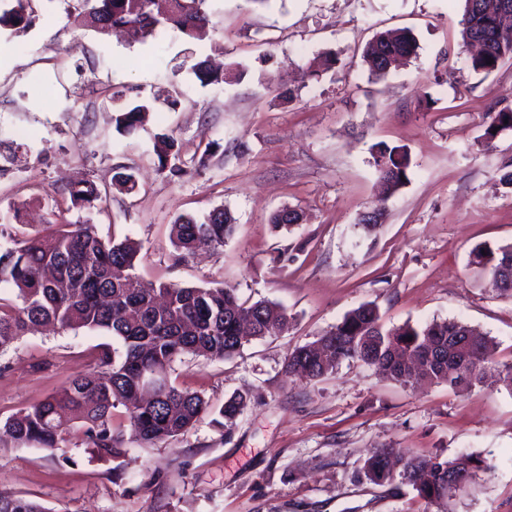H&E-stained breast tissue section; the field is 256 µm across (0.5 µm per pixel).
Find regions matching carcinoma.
Masks as SVG:
<instances>
[{
	"instance_id": "carcinoma-1",
	"label": "carcinoma",
	"mask_w": 512,
	"mask_h": 512,
	"mask_svg": "<svg viewBox=\"0 0 512 512\" xmlns=\"http://www.w3.org/2000/svg\"><path fill=\"white\" fill-rule=\"evenodd\" d=\"M0 9V28L16 34L35 22L31 0H11ZM82 10L74 15L78 28L106 32L129 28L142 38H157L175 29L192 40H201L210 24L207 0H80ZM503 0H464L460 37L467 45L480 40L483 52L469 58L476 74L489 75L506 59H512V10L502 9ZM414 35L404 29L376 34L364 50L371 73L386 77L399 62L415 53ZM336 64L327 55L307 64L303 79L311 80ZM191 70L204 86L221 84L226 76L243 75L236 63L222 70L208 61L194 59ZM154 111L143 101L132 108H119L116 129L133 135ZM512 129V108L489 114L484 139L491 143L499 132ZM157 166L172 177H180V147L169 133L155 135ZM374 163L385 197L369 207L374 223L358 218L357 226L371 233L382 224L387 198L409 182L411 160L400 146L376 145ZM113 187L121 194L137 188L133 172H119ZM71 203L91 208L102 200L100 190L90 180L66 188ZM16 224L0 225V237L12 247L0 253V286L11 287L19 303L0 302V349L26 335L30 328L47 323L65 329L103 330L122 343V351L105 345L98 354L97 369L72 377L59 391L23 408L0 421V430L20 444L36 443L48 452L61 449L74 428H79L86 446L100 456L114 457L124 447V430L114 426L113 409H125L126 420L145 445L176 437L208 411V402L195 391L179 388L168 368L184 355L205 359H230L252 339L275 335L288 326V314L275 303L243 301L235 289L190 287L178 283L158 285L142 280L135 273L140 243L128 236L101 237L88 221L48 224L30 234L22 230L20 209ZM303 221V214L286 207L275 212L271 222L276 229ZM236 219L230 211L217 207L204 222L179 215L172 225L173 246L182 259L202 245L222 246L232 238ZM469 265L488 278L496 269L501 295L512 296V245L483 243L474 247ZM165 300L160 307L157 301ZM249 324L252 334L242 335ZM344 360H358L374 367L403 386L420 382L446 384L464 392L477 385L503 382L512 386V364L492 366L487 338L476 329L454 320H433L422 325L406 324L387 328L377 308L363 304L348 312L318 340L288 354L284 370L288 376L310 380L334 371ZM158 371L166 391L163 397L143 406L138 392L141 375ZM247 406L246 398L233 395L219 410L224 429L233 430ZM490 474L494 465L474 455L453 459L437 456L423 459L401 448H378L364 461L361 474L377 486L404 485L428 504L442 507L465 492L477 472ZM0 512H46L39 503L21 496L0 494Z\"/></svg>"
}]
</instances>
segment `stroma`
I'll return each instance as SVG.
<instances>
[{"label": "stroma", "instance_id": "stroma-1", "mask_svg": "<svg viewBox=\"0 0 512 512\" xmlns=\"http://www.w3.org/2000/svg\"><path fill=\"white\" fill-rule=\"evenodd\" d=\"M464 0H208L209 35L167 31L145 43L77 30V0H34L35 24L0 31V144L15 160L0 169V224L25 206L29 231L88 219L100 236L141 245L143 280L236 289L241 299L282 306L288 329L252 340L235 357L191 355L173 363L176 385L210 410L184 434L102 457L72 432L61 450L0 440V493L48 512H424L406 486L361 477L382 446L448 458L472 453L494 465L456 497L451 512H512V389L458 393L416 388L345 361L318 380L290 377L284 359L361 304L387 326L456 320L486 334L498 364L512 363V298L469 267L484 242L512 245V189L498 182L512 162V130L485 144L489 113L512 107V59L484 76L467 67L459 36ZM411 29L418 49L383 80L362 61L379 31ZM329 53L336 64L299 82L302 66ZM241 63L242 80L201 86L193 59ZM178 93L131 136L115 106ZM170 132L187 174L156 166L154 136ZM224 146L205 170L208 141ZM401 146L410 181L387 203L383 224L356 225L377 195L371 148ZM133 170L135 193L112 187ZM90 180L102 199L73 208L64 188ZM237 219L233 238L174 262L175 216L214 208ZM290 207L302 223L275 229ZM100 330H33L0 353V420L44 400L92 369ZM247 407L233 431L219 409L233 393Z\"/></svg>", "mask_w": 512, "mask_h": 512}]
</instances>
